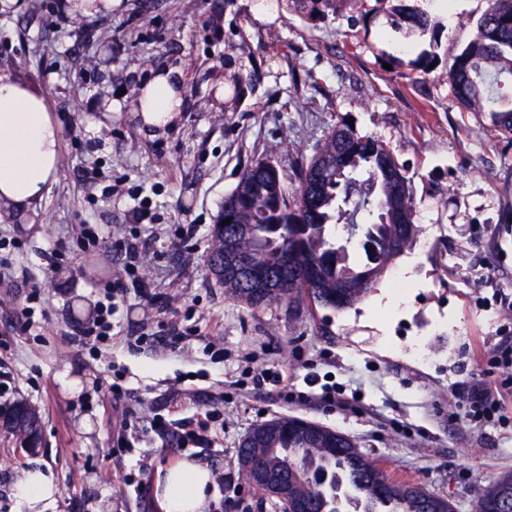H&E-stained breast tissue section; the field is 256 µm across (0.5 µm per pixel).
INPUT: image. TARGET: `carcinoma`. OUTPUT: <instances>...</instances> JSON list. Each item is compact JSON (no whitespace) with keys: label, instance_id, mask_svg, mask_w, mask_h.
<instances>
[{"label":"carcinoma","instance_id":"obj_1","mask_svg":"<svg viewBox=\"0 0 512 512\" xmlns=\"http://www.w3.org/2000/svg\"><path fill=\"white\" fill-rule=\"evenodd\" d=\"M399 11L407 23L425 32L432 27L429 14L406 4ZM226 81L231 93L224 99V111L233 112L247 92L242 78L230 60L225 63ZM448 93L468 112H488L495 130L512 137V0H487V8L477 21L473 39L458 54L443 74ZM318 154L332 162L322 174L317 194L308 191L305 173L316 161L311 158L300 168L298 185L291 192L281 175L256 176L257 160L241 173L236 187L224 198L232 203L224 212L230 223L215 225L210 241V254L219 258L224 250V237L234 227H242L236 236V248L252 266L266 269L290 256L291 267L297 271L286 279L282 288L268 295L252 296L233 276H216L224 286V294L249 307L290 302L308 298L310 293L303 275L311 269L320 274L321 292L317 302L336 310L361 301L384 275L392 262L410 248L416 238L415 222L401 226L388 218L391 182L383 165L398 170L400 166L388 145L373 137L360 136L342 124L334 129L321 145ZM347 166L346 181L356 184L354 175H367V192L353 201L339 189L336 163ZM364 213L361 228L364 242L356 250L336 253V225L344 223L355 228L356 216ZM29 417L28 425L7 431L14 442L29 434H42L44 422L39 410L30 403L20 404ZM288 416L275 417L256 428L252 440L241 453L248 456L252 468H241L247 482L253 481L252 469L285 470L292 466L294 493L308 501L311 512H343L348 503L354 512L359 502L346 491L341 469L349 464L360 475L363 488L386 504V512H423L425 498L413 494L409 487L383 480L382 494L370 486L371 477L381 472L350 439L332 437L318 429L312 433L289 428ZM328 472L324 485L311 484L305 467ZM512 489V476L494 482L476 503L475 512L492 508L495 497L504 489Z\"/></svg>","mask_w":512,"mask_h":512}]
</instances>
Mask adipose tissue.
I'll list each match as a JSON object with an SVG mask.
<instances>
[{
  "mask_svg": "<svg viewBox=\"0 0 512 512\" xmlns=\"http://www.w3.org/2000/svg\"><path fill=\"white\" fill-rule=\"evenodd\" d=\"M186 87L175 69L158 71L138 94L137 110L145 128L175 126L184 107ZM61 127L44 98L26 83L0 75V201L22 210L48 193L59 169ZM213 472L181 458L157 472L158 512H204ZM26 512H49L57 489L49 473L28 471L19 481Z\"/></svg>",
  "mask_w": 512,
  "mask_h": 512,
  "instance_id": "ef3b65f1",
  "label": "adipose tissue"
}]
</instances>
